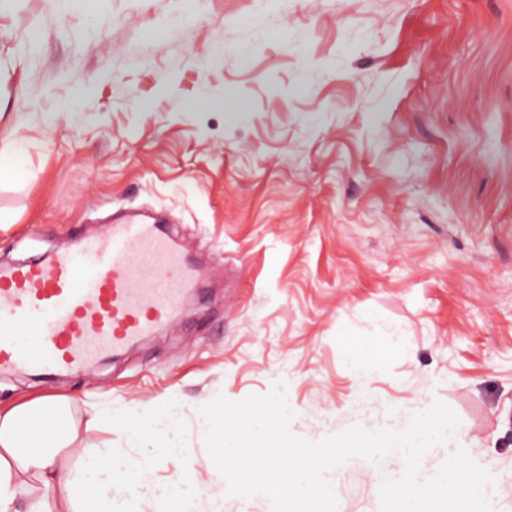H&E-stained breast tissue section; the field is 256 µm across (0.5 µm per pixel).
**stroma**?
<instances>
[{"label":"stroma","mask_w":512,"mask_h":512,"mask_svg":"<svg viewBox=\"0 0 512 512\" xmlns=\"http://www.w3.org/2000/svg\"><path fill=\"white\" fill-rule=\"evenodd\" d=\"M4 136L0 265L120 207L169 214L204 265L173 323L92 370L0 374V409L68 401L64 461L114 512H164L183 479L192 512H272L228 495L198 409L280 381L311 441L444 402L461 424L419 480L464 447L512 512V0H0ZM145 409L177 412L181 453L130 433ZM107 453L141 461L138 495ZM401 458L330 470L338 512H380Z\"/></svg>","instance_id":"stroma-1"}]
</instances>
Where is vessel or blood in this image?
<instances>
[{"mask_svg": "<svg viewBox=\"0 0 512 512\" xmlns=\"http://www.w3.org/2000/svg\"><path fill=\"white\" fill-rule=\"evenodd\" d=\"M197 272L133 210L41 259L0 268V372H78L173 320Z\"/></svg>", "mask_w": 512, "mask_h": 512, "instance_id": "vessel-or-blood-1", "label": "vessel or blood"}]
</instances>
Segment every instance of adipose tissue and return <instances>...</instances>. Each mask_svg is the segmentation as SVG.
<instances>
[{"label":"adipose tissue","mask_w":512,"mask_h":512,"mask_svg":"<svg viewBox=\"0 0 512 512\" xmlns=\"http://www.w3.org/2000/svg\"><path fill=\"white\" fill-rule=\"evenodd\" d=\"M77 437L67 404L55 398L0 410V512H49L27 489L53 491L62 512H112V500L60 462Z\"/></svg>","instance_id":"adipose-tissue-1"}]
</instances>
